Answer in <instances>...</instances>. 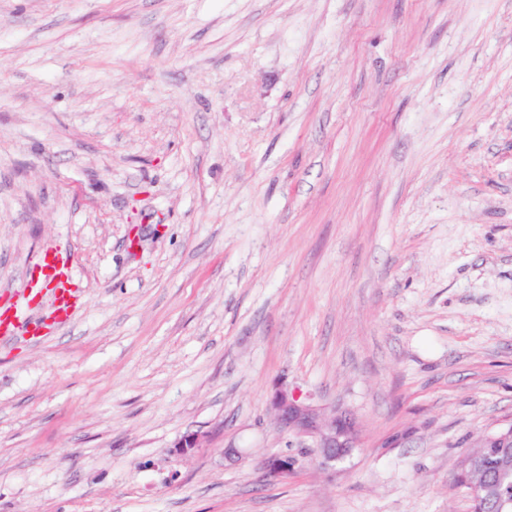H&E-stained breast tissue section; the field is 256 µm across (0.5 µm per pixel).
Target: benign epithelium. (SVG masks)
<instances>
[{"label": "benign epithelium", "instance_id": "obj_1", "mask_svg": "<svg viewBox=\"0 0 512 512\" xmlns=\"http://www.w3.org/2000/svg\"><path fill=\"white\" fill-rule=\"evenodd\" d=\"M278 426L299 438L313 443V454L318 465L326 467L349 456L357 447L354 422L347 413L336 408L319 407L301 399L296 392L288 391V385H276L270 398ZM200 447V435L189 433L176 444L175 451L189 455ZM512 454V424L484 436L478 447L470 448L463 455L460 469L463 474L480 471L485 482L481 488L484 504L491 510L503 507L497 500V483L512 478V469L504 458ZM298 458L286 452L269 454L263 461V473L267 479L283 480L294 472Z\"/></svg>", "mask_w": 512, "mask_h": 512}]
</instances>
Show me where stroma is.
<instances>
[{
	"instance_id": "1",
	"label": "stroma",
	"mask_w": 512,
	"mask_h": 512,
	"mask_svg": "<svg viewBox=\"0 0 512 512\" xmlns=\"http://www.w3.org/2000/svg\"><path fill=\"white\" fill-rule=\"evenodd\" d=\"M13 307L0 512H469L512 424V0H0ZM280 383L352 456L277 428ZM40 281L31 287L34 297L43 293L44 288H39L40 282L50 291L52 297L53 314L61 319L70 317L77 299L71 288V276L69 262L66 254L60 251L48 250L43 253L39 262ZM22 312L1 311L0 313V334L1 336H17L19 334H31L35 335L38 333L39 328L37 323L23 322L21 321ZM278 426L299 438L310 439L312 452L321 467L349 456L357 448L354 422L346 412L319 407L301 400L286 384H277L270 398ZM491 443L496 447L489 448ZM509 453L512 454V424L486 434L477 448L472 447L465 452L460 462V469L467 483V485L460 486H471L467 474L473 470H478L484 475L485 482L480 492L485 506L492 510L490 512H498L496 508L501 509L504 504L497 500L495 487L498 482L509 480L512 477V469L503 463ZM491 474L493 475L491 476ZM492 477H495V480L490 481ZM298 458L287 452L269 454L263 461V473L266 479L283 480L294 472Z\"/></svg>"
}]
</instances>
